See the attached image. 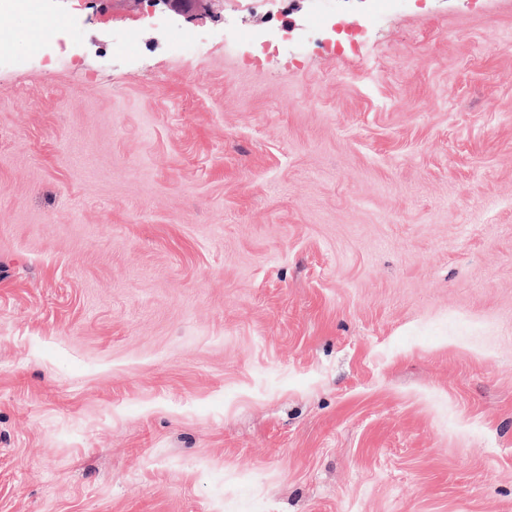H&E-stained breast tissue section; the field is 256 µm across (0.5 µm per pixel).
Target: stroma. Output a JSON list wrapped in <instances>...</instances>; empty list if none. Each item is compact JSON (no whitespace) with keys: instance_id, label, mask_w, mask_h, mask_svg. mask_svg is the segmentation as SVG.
Listing matches in <instances>:
<instances>
[{"instance_id":"35a3bbf8","label":"stroma","mask_w":512,"mask_h":512,"mask_svg":"<svg viewBox=\"0 0 512 512\" xmlns=\"http://www.w3.org/2000/svg\"><path fill=\"white\" fill-rule=\"evenodd\" d=\"M44 7L53 55L0 9V512H512V0Z\"/></svg>"}]
</instances>
